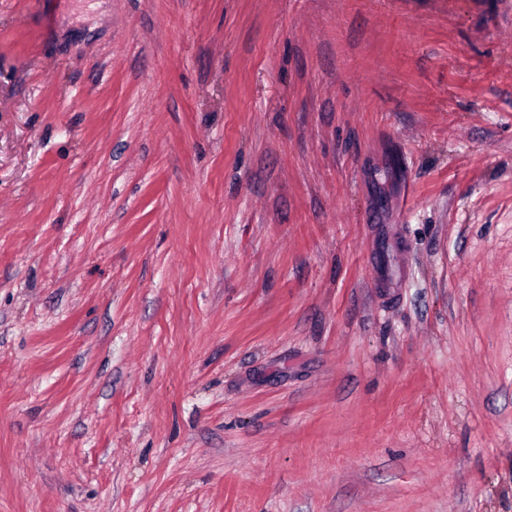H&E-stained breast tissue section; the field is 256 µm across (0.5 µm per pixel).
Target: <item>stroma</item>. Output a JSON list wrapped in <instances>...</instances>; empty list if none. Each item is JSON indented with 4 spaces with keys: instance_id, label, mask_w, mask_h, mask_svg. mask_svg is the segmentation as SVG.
<instances>
[{
    "instance_id": "35a3bbf8",
    "label": "stroma",
    "mask_w": 512,
    "mask_h": 512,
    "mask_svg": "<svg viewBox=\"0 0 512 512\" xmlns=\"http://www.w3.org/2000/svg\"><path fill=\"white\" fill-rule=\"evenodd\" d=\"M512 0H0V512H512Z\"/></svg>"
}]
</instances>
